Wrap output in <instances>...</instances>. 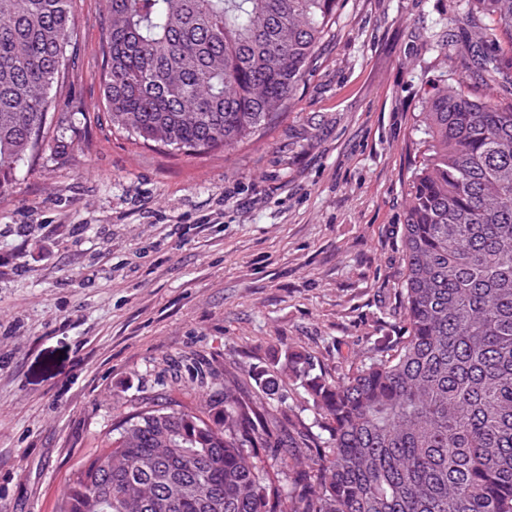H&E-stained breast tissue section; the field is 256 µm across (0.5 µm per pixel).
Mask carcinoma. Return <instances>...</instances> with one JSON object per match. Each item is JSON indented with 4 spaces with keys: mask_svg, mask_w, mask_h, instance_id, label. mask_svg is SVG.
<instances>
[{
    "mask_svg": "<svg viewBox=\"0 0 512 512\" xmlns=\"http://www.w3.org/2000/svg\"><path fill=\"white\" fill-rule=\"evenodd\" d=\"M339 0H106L99 51L112 126L186 155L232 148L289 111ZM488 19L492 24H485ZM473 74L512 89V0H466ZM72 0H0V194L43 146L51 92L73 104ZM404 214V334L334 379L288 350L306 395L231 382L201 407L153 401L69 479L59 512H512V101L434 82ZM179 444L151 460L155 442ZM289 448L302 456L282 457ZM274 460L267 467L263 457Z\"/></svg>",
    "mask_w": 512,
    "mask_h": 512,
    "instance_id": "obj_1",
    "label": "carcinoma"
}]
</instances>
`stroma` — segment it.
<instances>
[{
	"mask_svg": "<svg viewBox=\"0 0 512 512\" xmlns=\"http://www.w3.org/2000/svg\"><path fill=\"white\" fill-rule=\"evenodd\" d=\"M462 3L342 0L294 108L186 156L113 128L105 0H74L81 109L0 195V512H56L141 402L260 396L293 349L338 377L401 335L415 116Z\"/></svg>",
	"mask_w": 512,
	"mask_h": 512,
	"instance_id": "obj_1",
	"label": "stroma"
}]
</instances>
